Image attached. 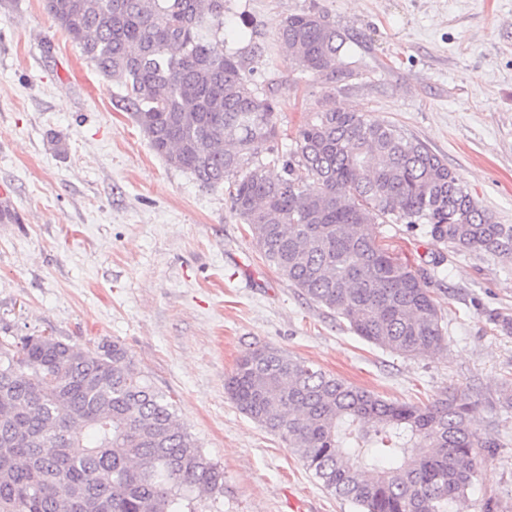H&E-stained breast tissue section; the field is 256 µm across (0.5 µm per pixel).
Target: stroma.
<instances>
[{
  "label": "stroma",
  "mask_w": 512,
  "mask_h": 512,
  "mask_svg": "<svg viewBox=\"0 0 512 512\" xmlns=\"http://www.w3.org/2000/svg\"><path fill=\"white\" fill-rule=\"evenodd\" d=\"M224 48L278 104L294 147L331 107L391 122L443 158L477 205L512 226V0H229ZM312 10L347 34L336 84L301 73L276 28ZM44 0H0V338L122 342L177 420L224 470L196 512H354L279 437L241 413L224 380L270 346L384 399L469 394L489 442L455 512H512V254L457 251L406 225L377 234L430 278L448 329L433 352L367 343L266 262L231 207L157 155ZM277 173V166L269 168Z\"/></svg>",
  "instance_id": "35a3bbf8"
}]
</instances>
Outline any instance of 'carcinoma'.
I'll return each instance as SVG.
<instances>
[{
  "mask_svg": "<svg viewBox=\"0 0 512 512\" xmlns=\"http://www.w3.org/2000/svg\"><path fill=\"white\" fill-rule=\"evenodd\" d=\"M226 0H44L51 21L125 94L123 108L166 162L204 187L234 177L232 207L266 261L364 340L411 356L446 328L428 278L376 225L420 227L458 251L512 254L448 164L397 125L330 108L300 126L266 174L274 101L224 52ZM300 71L336 80L348 37L312 11L277 28ZM243 414L280 436L356 512H449L465 498L481 440L476 401L388 402L266 346L224 381ZM224 470L118 341H0V512H192Z\"/></svg>",
  "mask_w": 512,
  "mask_h": 512,
  "instance_id": "carcinoma-1",
  "label": "carcinoma"
}]
</instances>
